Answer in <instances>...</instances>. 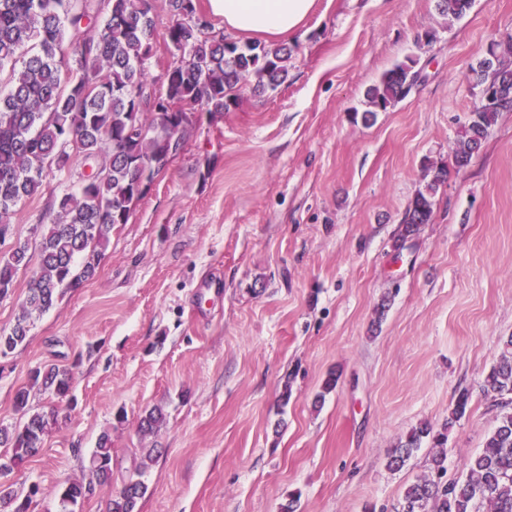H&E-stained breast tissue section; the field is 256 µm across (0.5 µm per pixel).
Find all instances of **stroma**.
Instances as JSON below:
<instances>
[{"instance_id": "stroma-1", "label": "stroma", "mask_w": 512, "mask_h": 512, "mask_svg": "<svg viewBox=\"0 0 512 512\" xmlns=\"http://www.w3.org/2000/svg\"><path fill=\"white\" fill-rule=\"evenodd\" d=\"M511 39L512 0H474L453 23L436 0H315L285 85L200 113L97 275L0 372L5 424L30 369L74 372L77 406L9 477L40 485L30 512H58L105 431L112 481L80 512H107L139 471V512H279L293 492L297 512H395L435 450L423 441L398 470L387 454L424 421L446 429L448 475L465 477L503 413L483 380L512 337V112L467 167L449 161L473 68ZM409 56V94L363 122L366 89ZM444 163L430 223L396 247L427 165ZM50 204L20 202L0 253L20 241L37 255ZM215 277L223 294H204ZM152 406L166 422L145 436Z\"/></svg>"}]
</instances>
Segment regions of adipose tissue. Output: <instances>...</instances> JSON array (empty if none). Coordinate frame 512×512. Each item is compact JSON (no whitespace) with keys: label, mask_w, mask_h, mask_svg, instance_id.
<instances>
[{"label":"adipose tissue","mask_w":512,"mask_h":512,"mask_svg":"<svg viewBox=\"0 0 512 512\" xmlns=\"http://www.w3.org/2000/svg\"><path fill=\"white\" fill-rule=\"evenodd\" d=\"M315 0H209L227 31L286 42L300 30Z\"/></svg>","instance_id":"adipose-tissue-1"}]
</instances>
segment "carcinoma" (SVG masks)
Here are the masks:
<instances>
[{
    "instance_id": "cac0c4a2",
    "label": "carcinoma",
    "mask_w": 512,
    "mask_h": 512,
    "mask_svg": "<svg viewBox=\"0 0 512 512\" xmlns=\"http://www.w3.org/2000/svg\"><path fill=\"white\" fill-rule=\"evenodd\" d=\"M473 0H437L439 14L460 20ZM170 25L165 45L172 55L167 79L149 78L155 26L152 0H0V72L9 69L0 90V234L13 224L19 202L43 192L47 176L57 180L49 213L39 217V261L27 284L12 327L0 330V356L23 345L31 321L58 299L93 279L110 234L129 223L144 195L136 184L153 180L154 164L186 143L189 130L177 129L175 112L224 113L238 104L239 91L275 90L288 80L292 50L286 44L253 42L239 46L214 31L201 15L200 26L186 21L198 13L195 0H165ZM412 58L386 71L366 92L369 120L403 100L417 80ZM474 81L497 89L491 104L473 110L453 151V166L467 167L488 136L498 113L512 110V40L472 69ZM89 168L86 182L71 184L73 163ZM448 169L433 178L406 207L402 245L430 222L434 198ZM28 246L14 243L0 254V296L14 288L18 271L29 266ZM58 400L74 397L72 369L51 365L30 371L13 399L24 422L0 425V466L15 470L57 424L58 411H34L33 390ZM484 389L512 406V337L484 378ZM166 421L154 406L140 418L139 430L152 434ZM425 438L442 448L444 432L422 422L388 455L392 469L403 467ZM447 458L432 457L430 473L404 491L397 512H512V411L502 414L482 450L466 464V478L446 479ZM87 473L58 488L59 512H77L98 488L112 480V435L103 432L91 453ZM148 486L130 480L109 502V512H138ZM40 494L37 484L22 493L0 490V512H29Z\"/></svg>"
}]
</instances>
